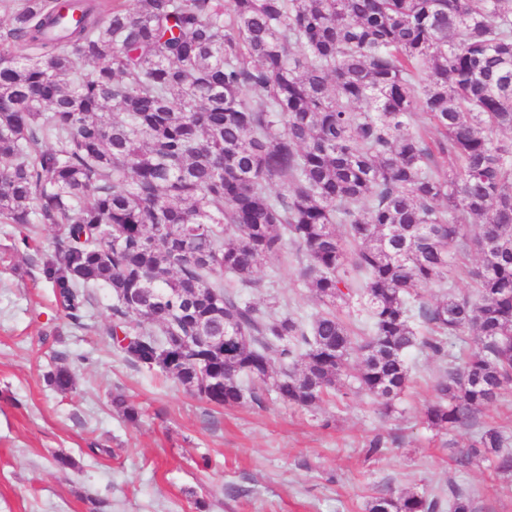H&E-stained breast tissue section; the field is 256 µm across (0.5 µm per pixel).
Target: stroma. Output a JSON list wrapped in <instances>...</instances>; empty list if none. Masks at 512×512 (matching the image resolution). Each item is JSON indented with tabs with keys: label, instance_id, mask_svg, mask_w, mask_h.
<instances>
[{
	"label": "stroma",
	"instance_id": "1",
	"mask_svg": "<svg viewBox=\"0 0 512 512\" xmlns=\"http://www.w3.org/2000/svg\"><path fill=\"white\" fill-rule=\"evenodd\" d=\"M38 265L14 225L0 224V512H366L389 492L444 496L453 486L474 494L476 512H512V475L452 459L472 430L439 435L423 420L448 359L411 350V385L388 413L350 391L311 411L273 394L260 407L215 406L113 349L103 333L111 292L95 293L74 324ZM298 268L292 258L261 269L251 300L289 298L313 313L320 303ZM59 366L72 373L70 391L47 383ZM118 393L137 421L113 407ZM376 436L385 446L366 457Z\"/></svg>",
	"mask_w": 512,
	"mask_h": 512
}]
</instances>
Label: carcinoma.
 Here are the masks:
<instances>
[{
  "mask_svg": "<svg viewBox=\"0 0 512 512\" xmlns=\"http://www.w3.org/2000/svg\"><path fill=\"white\" fill-rule=\"evenodd\" d=\"M0 10V223L27 249L37 226L57 230L39 270L67 318L109 289L105 332L140 366L169 336L224 337L204 359L185 347L176 369L147 366L217 406L273 392L316 407L355 355L356 390L389 411L411 349L444 356L471 330L424 420L476 427L456 466L512 474L508 437L475 421L512 390V0ZM473 249L471 289L425 301ZM291 256L322 303L310 316L248 298ZM133 288L153 294L130 306ZM355 299L361 336L337 310ZM46 380L73 386L65 367ZM442 509L415 492L367 506ZM448 512H473L463 490Z\"/></svg>",
  "mask_w": 512,
  "mask_h": 512,
  "instance_id": "carcinoma-1",
  "label": "carcinoma"
}]
</instances>
